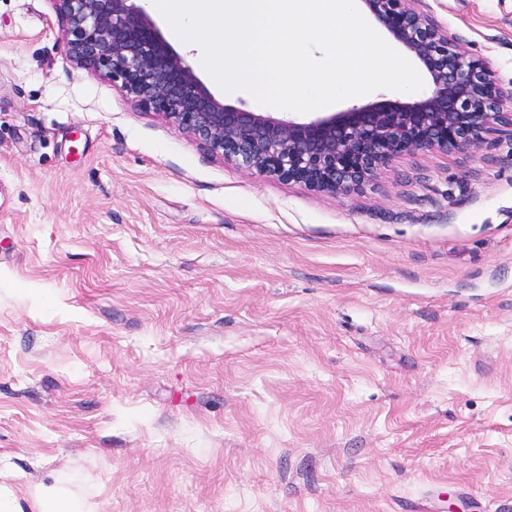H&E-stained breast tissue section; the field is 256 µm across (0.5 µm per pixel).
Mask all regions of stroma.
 Returning a JSON list of instances; mask_svg holds the SVG:
<instances>
[{"label":"stroma","mask_w":512,"mask_h":512,"mask_svg":"<svg viewBox=\"0 0 512 512\" xmlns=\"http://www.w3.org/2000/svg\"><path fill=\"white\" fill-rule=\"evenodd\" d=\"M413 7L512 91V0ZM52 486L512 512V129L336 196L211 154L71 62L53 0H0V491Z\"/></svg>","instance_id":"obj_1"}]
</instances>
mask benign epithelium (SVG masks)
<instances>
[{"label": "benign epithelium", "mask_w": 512, "mask_h": 512, "mask_svg": "<svg viewBox=\"0 0 512 512\" xmlns=\"http://www.w3.org/2000/svg\"><path fill=\"white\" fill-rule=\"evenodd\" d=\"M70 60L120 86L211 153L241 167L344 195L372 181L395 158L478 147L501 123L492 70L460 50L411 0H360L426 70L412 102L383 100L342 112L279 118L224 104L165 40L136 0H54Z\"/></svg>", "instance_id": "benign-epithelium-1"}]
</instances>
